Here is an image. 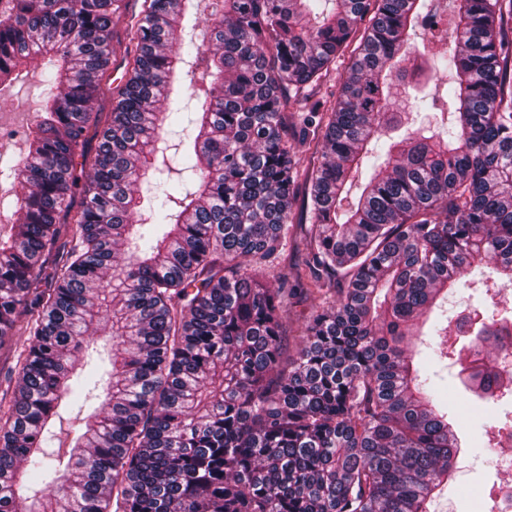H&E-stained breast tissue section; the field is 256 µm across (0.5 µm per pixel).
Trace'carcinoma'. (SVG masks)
<instances>
[{"instance_id":"carcinoma-1","label":"carcinoma","mask_w":512,"mask_h":512,"mask_svg":"<svg viewBox=\"0 0 512 512\" xmlns=\"http://www.w3.org/2000/svg\"><path fill=\"white\" fill-rule=\"evenodd\" d=\"M187 2L149 0L114 87L125 0H0V93L41 63L0 233V346L27 337L0 398V512H430L462 446L408 349L459 283L493 297L456 324L475 330L460 381L512 395L475 349L512 350L494 300L512 285V0H452L453 35L410 70L429 0H208L200 44ZM362 24L339 95L307 97ZM187 62L194 118L164 107ZM444 74L446 109L427 91ZM394 88L433 120L411 130ZM185 121L191 149L156 147ZM301 176L304 254L267 288ZM296 296L317 305L289 358ZM127 3V14L119 20L115 29L114 43L116 45V53L112 57V65H110L105 76V81L112 82L114 87L123 84L129 77V71L131 70L133 53L127 56V52L133 49V45L126 38L127 23L131 16L134 18V21L138 20L145 5H148V3L145 4V0H129Z\"/></svg>"}]
</instances>
